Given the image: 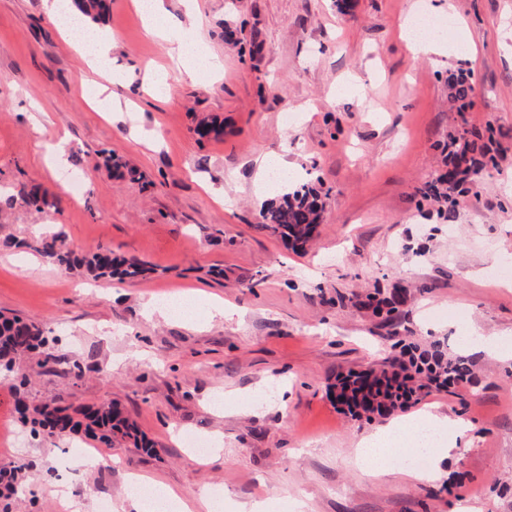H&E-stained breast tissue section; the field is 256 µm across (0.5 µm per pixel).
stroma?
<instances>
[{"instance_id":"obj_1","label":"stroma","mask_w":512,"mask_h":512,"mask_svg":"<svg viewBox=\"0 0 512 512\" xmlns=\"http://www.w3.org/2000/svg\"><path fill=\"white\" fill-rule=\"evenodd\" d=\"M161 13L172 33L202 25L220 77L185 75L133 0H112L111 68L126 86L102 112L92 100L112 84L41 0H0V193L37 184L59 196L46 214L19 202L0 208V235L31 242L50 227L74 252L108 245L154 268L131 283L86 282L33 251L0 252V313L40 321L65 355L50 372L37 356L22 359L29 404L115 402L155 444L148 454L82 435L31 438L17 381L0 379V462L26 465L37 484L64 453L92 448L101 458L39 487L26 512H65L69 501L98 512L103 493L112 512H134L125 496L135 477L190 506L202 490L223 489L224 512L254 500L268 512H458L465 503L512 512L511 358L469 351L472 382L369 420L351 417L334 394L338 378L390 366L399 341L439 339L454 353L475 330L512 344V280L491 274L512 266V0H352L345 12L334 0H163ZM417 13L450 18L452 29L437 52L414 59L400 31ZM461 69L473 84L463 110L447 83ZM154 70L169 96H136ZM202 112L223 119V140L198 141ZM287 112L298 114L294 125L284 124ZM489 127L496 166L477 190L451 206L426 195L444 145ZM103 149L145 180L99 178ZM267 155L324 202L303 248L257 228L274 197L258 188ZM65 170L84 175L81 198L66 193ZM377 290L397 300L394 325L364 304ZM185 296L191 313L149 311ZM210 303L225 316L208 317ZM76 360L85 366L78 380L65 374ZM429 411L457 443L437 478L361 471L363 438ZM185 431L220 440L221 451L197 458Z\"/></svg>"}]
</instances>
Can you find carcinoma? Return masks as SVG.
I'll use <instances>...</instances> for the list:
<instances>
[{
	"mask_svg": "<svg viewBox=\"0 0 512 512\" xmlns=\"http://www.w3.org/2000/svg\"><path fill=\"white\" fill-rule=\"evenodd\" d=\"M75 8L89 21L100 24L108 12V0H73ZM473 90L471 74L460 73L448 79V96L461 105H466ZM195 134L199 139L218 140L224 136V123L218 117L205 115L198 119ZM493 140V131H470V138L464 143L463 151L473 155V165L461 170V178L454 182L449 191L441 192L435 185L427 193L453 202L451 193H468L475 186L472 174L494 164L488 142ZM100 174L110 178L120 169L126 170L131 178H142L137 168L126 160L101 152V161L94 165ZM23 204L36 213H47L58 208L59 199L37 185L20 192ZM323 201L312 187L302 185L283 194L261 213L257 228L268 232L287 245L296 249L303 247L313 236L322 220ZM29 248L66 270H76L81 275L99 280L136 281L154 272V268L139 258H122L109 247H99L81 257L67 250L60 234L31 244L11 235L0 237V250L12 251ZM368 305L374 314L392 319L396 309L392 298L379 292L369 297ZM59 339L46 334L42 324L19 315H0V375L12 376L24 385L27 376L17 360L24 354L35 353L39 365L52 369L59 362ZM403 352L410 355L407 369L421 376V383H412V377H405L404 383L409 394L414 395L432 387L451 388L472 380V362L469 357L458 354L448 355L441 343L434 341L425 349L415 345L403 346ZM398 375L383 369H369L352 372L338 380L336 387L341 392L340 403L353 416L370 414L387 403H397L394 394ZM20 414L23 425L30 432L39 434L71 435L83 434L110 446L122 441L146 453L153 452L154 442L149 440L116 404H107L94 410H76L68 413L62 406H29L20 400ZM23 466L0 465V512H14L13 496L17 491L19 473Z\"/></svg>",
	"mask_w": 512,
	"mask_h": 512,
	"instance_id": "1",
	"label": "carcinoma"
}]
</instances>
